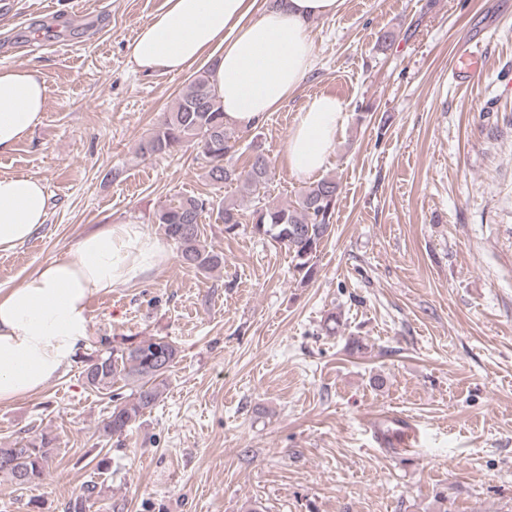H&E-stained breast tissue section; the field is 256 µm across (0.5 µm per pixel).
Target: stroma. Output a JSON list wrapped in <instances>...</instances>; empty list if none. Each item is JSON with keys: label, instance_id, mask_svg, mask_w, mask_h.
I'll return each instance as SVG.
<instances>
[{"label": "stroma", "instance_id": "obj_1", "mask_svg": "<svg viewBox=\"0 0 512 512\" xmlns=\"http://www.w3.org/2000/svg\"><path fill=\"white\" fill-rule=\"evenodd\" d=\"M164 2L0 0V67L38 70L47 86L42 123L0 155V174L37 177L49 196L46 223L0 252L1 290L98 227L159 233L155 210L182 196L243 213L231 238L202 217L223 267L204 274L173 254L92 297L71 366L0 405V447L42 435L53 446L41 484L0 474V512H512V0H345L314 23L312 71L239 131L232 159L260 135L274 165L265 199L294 204L295 117L316 94L345 102L324 170L341 185L334 229L305 285L288 252L252 234L254 199L213 186L194 148L138 152L207 67L134 70L129 45ZM84 10L103 11L98 27L76 19ZM22 23L40 54H12ZM473 45L480 70L457 78ZM128 336L166 337L179 358L157 405L110 437L100 423L131 390L93 392L84 369ZM405 419L419 431L411 452L374 441Z\"/></svg>", "mask_w": 512, "mask_h": 512}]
</instances>
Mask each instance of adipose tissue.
<instances>
[{
    "instance_id": "adipose-tissue-1",
    "label": "adipose tissue",
    "mask_w": 512,
    "mask_h": 512,
    "mask_svg": "<svg viewBox=\"0 0 512 512\" xmlns=\"http://www.w3.org/2000/svg\"><path fill=\"white\" fill-rule=\"evenodd\" d=\"M344 0H165L130 46L137 68L179 73L203 59L224 107V122L250 129L296 94L314 66L310 30ZM47 89L34 69L0 68V153L40 125ZM345 103L309 97L286 143L291 173L323 170L347 120ZM41 180L0 175V251L28 240L47 220ZM170 255L139 224L87 233L69 256L40 264L19 286L0 292V405L44 390L88 339V301L143 279Z\"/></svg>"
}]
</instances>
